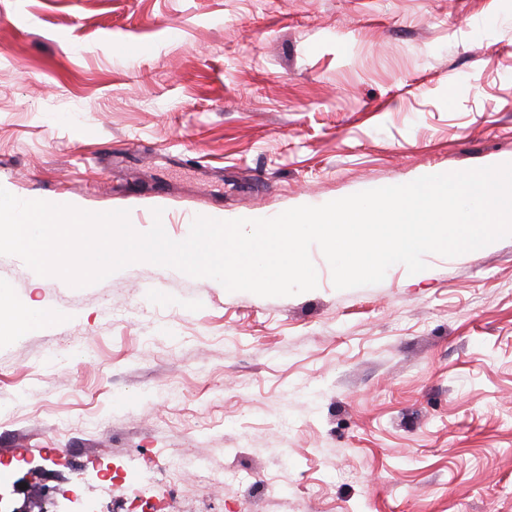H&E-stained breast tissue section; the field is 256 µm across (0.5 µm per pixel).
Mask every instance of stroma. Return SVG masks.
Here are the masks:
<instances>
[{
	"label": "stroma",
	"instance_id": "stroma-1",
	"mask_svg": "<svg viewBox=\"0 0 512 512\" xmlns=\"http://www.w3.org/2000/svg\"><path fill=\"white\" fill-rule=\"evenodd\" d=\"M512 158V0H0V186L272 218ZM227 291L0 255V488L60 512H512V237L376 285ZM200 467L174 474V457ZM11 330L14 332H27L38 328L45 321L42 312L35 306L9 307Z\"/></svg>",
	"mask_w": 512,
	"mask_h": 512
}]
</instances>
